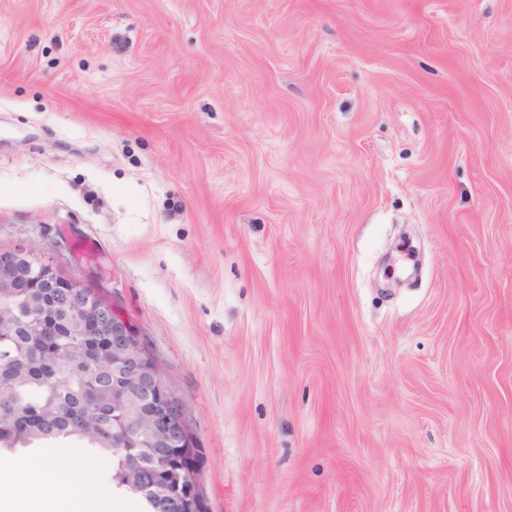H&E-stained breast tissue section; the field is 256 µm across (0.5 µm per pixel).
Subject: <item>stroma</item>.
Listing matches in <instances>:
<instances>
[{
	"mask_svg": "<svg viewBox=\"0 0 512 512\" xmlns=\"http://www.w3.org/2000/svg\"><path fill=\"white\" fill-rule=\"evenodd\" d=\"M0 250L134 323L205 512H512V0H0Z\"/></svg>",
	"mask_w": 512,
	"mask_h": 512,
	"instance_id": "35a3bbf8",
	"label": "stroma"
}]
</instances>
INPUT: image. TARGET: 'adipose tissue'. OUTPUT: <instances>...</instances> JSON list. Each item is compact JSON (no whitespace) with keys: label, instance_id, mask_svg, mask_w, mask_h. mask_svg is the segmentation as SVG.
I'll return each mask as SVG.
<instances>
[{"label":"adipose tissue","instance_id":"obj_1","mask_svg":"<svg viewBox=\"0 0 512 512\" xmlns=\"http://www.w3.org/2000/svg\"><path fill=\"white\" fill-rule=\"evenodd\" d=\"M94 473L87 460L59 468L51 451L35 462L0 460V512H125Z\"/></svg>","mask_w":512,"mask_h":512}]
</instances>
